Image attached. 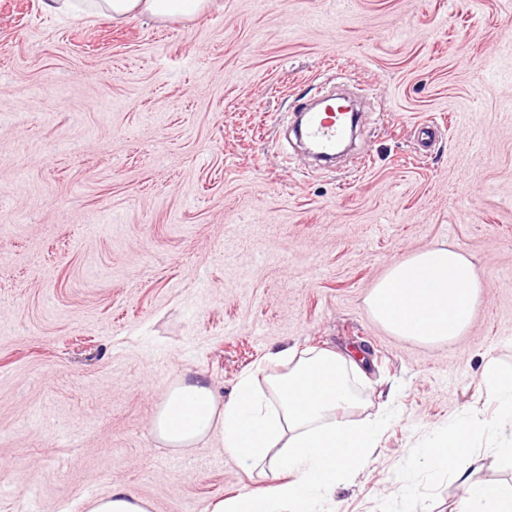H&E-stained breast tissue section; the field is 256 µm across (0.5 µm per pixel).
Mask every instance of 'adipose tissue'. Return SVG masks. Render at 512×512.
I'll use <instances>...</instances> for the list:
<instances>
[{
  "label": "adipose tissue",
  "mask_w": 512,
  "mask_h": 512,
  "mask_svg": "<svg viewBox=\"0 0 512 512\" xmlns=\"http://www.w3.org/2000/svg\"><path fill=\"white\" fill-rule=\"evenodd\" d=\"M46 13L105 16L122 22L148 16L189 19L208 0H41ZM480 284L470 259L450 248L419 251L394 263L367 296L375 317L392 333L425 343L455 339L469 326ZM267 364L287 366L266 387L256 371L241 374L234 395L220 399L202 379L170 387L151 427L167 447L186 449L216 438L220 449L247 473L269 478L260 493H241L213 512H314L316 500L333 494L369 460L385 425L353 424L342 410L355 404L358 365L328 350L283 348ZM482 381L500 416L473 414L436 430L420 450L419 463L452 473L467 485L457 512H512V483L472 480L475 443L504 438L501 456L512 458V367L487 360Z\"/></svg>",
  "instance_id": "1"
}]
</instances>
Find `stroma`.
Instances as JSON below:
<instances>
[{
	"mask_svg": "<svg viewBox=\"0 0 512 512\" xmlns=\"http://www.w3.org/2000/svg\"><path fill=\"white\" fill-rule=\"evenodd\" d=\"M340 78L369 103L365 158L315 167L285 130ZM432 247L481 290L462 336L423 344L365 299ZM281 347L363 357L343 415L392 417L316 512H454L464 486L412 459L492 415L483 365L512 366V0H212L120 23L0 0V512L263 491L216 439L180 452L151 421L177 380L227 397ZM495 446L474 477L512 481ZM150 503L120 487L87 503V512H150Z\"/></svg>",
	"mask_w": 512,
	"mask_h": 512,
	"instance_id": "35a3bbf8",
	"label": "stroma"
}]
</instances>
